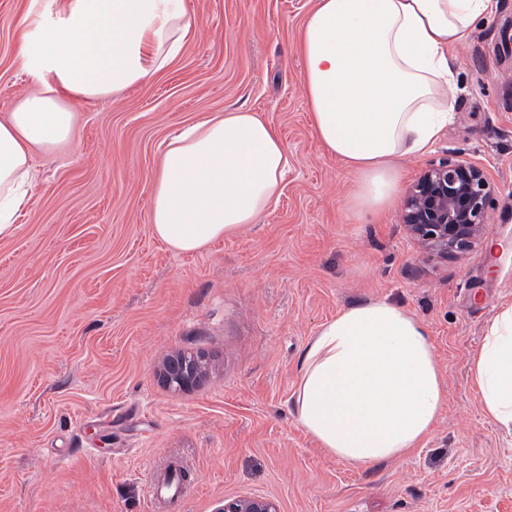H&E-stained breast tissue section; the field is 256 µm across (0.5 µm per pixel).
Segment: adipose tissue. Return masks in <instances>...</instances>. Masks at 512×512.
Instances as JSON below:
<instances>
[{
	"label": "adipose tissue",
	"mask_w": 512,
	"mask_h": 512,
	"mask_svg": "<svg viewBox=\"0 0 512 512\" xmlns=\"http://www.w3.org/2000/svg\"><path fill=\"white\" fill-rule=\"evenodd\" d=\"M17 63L38 83L0 119V239L12 237L36 184V152L74 136L73 102L132 89L167 69L196 27L185 0H33ZM495 0H317L296 47L314 132L354 174L357 217L391 208L397 159L422 155L454 112L448 54ZM288 153L256 113L206 112L174 133L158 162L154 235L192 253L240 233L281 193ZM294 411L322 448L361 468L403 455L432 431L445 389L426 329L385 300L340 311L309 341ZM483 415L512 430V306L474 356Z\"/></svg>",
	"instance_id": "ef3b65f1"
}]
</instances>
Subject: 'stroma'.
<instances>
[{"label":"stroma","mask_w":512,"mask_h":512,"mask_svg":"<svg viewBox=\"0 0 512 512\" xmlns=\"http://www.w3.org/2000/svg\"><path fill=\"white\" fill-rule=\"evenodd\" d=\"M29 0H0V117L33 82L16 62ZM317 0H186L198 28L164 73L79 106L71 146L36 154L41 179L0 240V512H150L166 465L195 489L159 512L267 496L280 512H512V431L481 412L471 359L512 305V0L454 51V119L430 161L465 156L498 188L482 245L426 255L399 222L355 218V177L317 141L295 52ZM255 112L288 173L259 224L173 252L149 210L165 140L204 112ZM385 299L428 331L445 385L433 432L353 468L296 422L299 361L341 310ZM204 356L175 393L157 370Z\"/></svg>","instance_id":"35a3bbf8"}]
</instances>
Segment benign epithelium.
<instances>
[{
  "label": "benign epithelium",
  "instance_id": "benign-epithelium-1",
  "mask_svg": "<svg viewBox=\"0 0 512 512\" xmlns=\"http://www.w3.org/2000/svg\"><path fill=\"white\" fill-rule=\"evenodd\" d=\"M496 186L486 170L462 158H441L422 172L407 192L401 223L429 251L461 256L484 242ZM202 357L177 353L158 371L161 382L174 392L194 387L206 374ZM215 512H279L269 497L226 499Z\"/></svg>",
  "mask_w": 512,
  "mask_h": 512
}]
</instances>
